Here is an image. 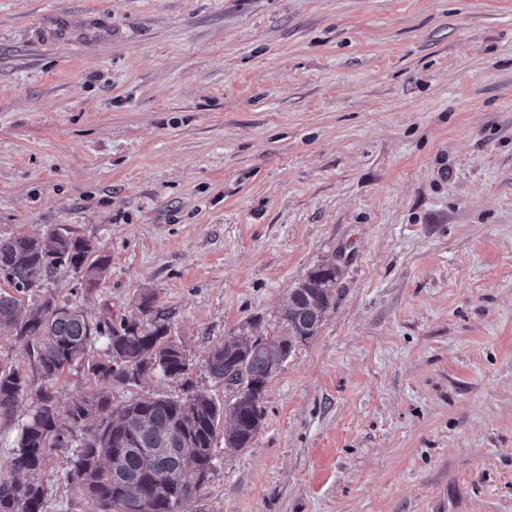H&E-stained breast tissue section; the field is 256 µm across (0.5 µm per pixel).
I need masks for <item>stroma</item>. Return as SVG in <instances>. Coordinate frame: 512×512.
Returning <instances> with one entry per match:
<instances>
[{"label":"stroma","mask_w":512,"mask_h":512,"mask_svg":"<svg viewBox=\"0 0 512 512\" xmlns=\"http://www.w3.org/2000/svg\"><path fill=\"white\" fill-rule=\"evenodd\" d=\"M53 227L109 258L59 296L153 294L220 404L208 349L339 269L183 512H512V0H0V236Z\"/></svg>","instance_id":"1"}]
</instances>
